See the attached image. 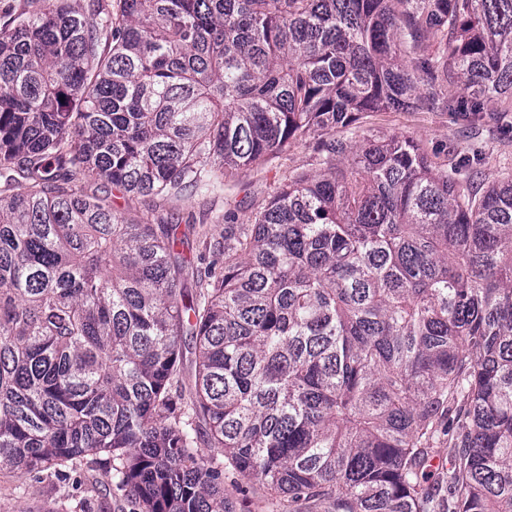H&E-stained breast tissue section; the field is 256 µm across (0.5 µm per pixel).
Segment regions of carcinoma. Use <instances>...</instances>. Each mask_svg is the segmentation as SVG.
Listing matches in <instances>:
<instances>
[{"label":"carcinoma","instance_id":"cac0c4a2","mask_svg":"<svg viewBox=\"0 0 512 512\" xmlns=\"http://www.w3.org/2000/svg\"><path fill=\"white\" fill-rule=\"evenodd\" d=\"M387 110L508 131L512 0L5 14L0 470L97 472L132 512H236L228 470L280 512H512V173L358 135ZM308 138L320 169L224 241L187 225L202 271L175 218L76 191L207 192Z\"/></svg>","mask_w":512,"mask_h":512}]
</instances>
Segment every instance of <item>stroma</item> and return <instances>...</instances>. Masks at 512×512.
Wrapping results in <instances>:
<instances>
[{
    "instance_id": "obj_1",
    "label": "stroma",
    "mask_w": 512,
    "mask_h": 512,
    "mask_svg": "<svg viewBox=\"0 0 512 512\" xmlns=\"http://www.w3.org/2000/svg\"><path fill=\"white\" fill-rule=\"evenodd\" d=\"M365 136L410 135L432 145L446 147L463 143L465 133L447 112H376L365 118L361 128ZM318 156L313 142L289 145L264 164L225 179L222 190L213 193L184 192L166 200L129 199L122 190L100 180L79 183L85 193L108 197L112 207L126 217L157 223L161 216L176 213L194 217L211 226L214 239H221L224 229L220 219L234 214L237 223H248L253 212L262 207L275 185L296 173L318 170ZM53 503L60 512H68L73 503L71 485L37 487L19 471H0V512H32L43 502Z\"/></svg>"
}]
</instances>
